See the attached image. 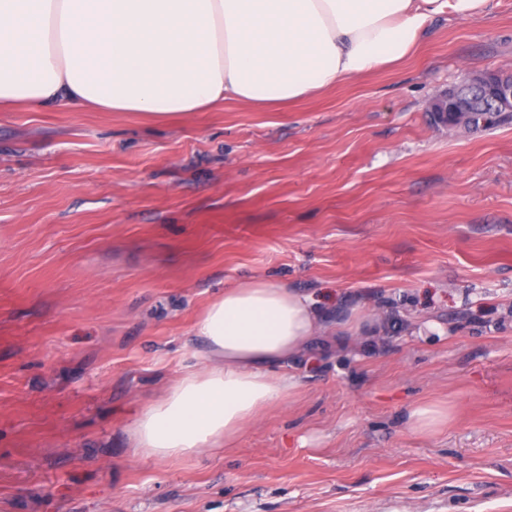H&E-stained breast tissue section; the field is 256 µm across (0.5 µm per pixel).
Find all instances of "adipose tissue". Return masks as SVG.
I'll return each mask as SVG.
<instances>
[{
	"mask_svg": "<svg viewBox=\"0 0 512 512\" xmlns=\"http://www.w3.org/2000/svg\"><path fill=\"white\" fill-rule=\"evenodd\" d=\"M487 0H0V107L52 103L152 120L224 101L280 106L396 64L425 25ZM320 332L309 297L236 285L193 326L203 369L134 427L159 459L219 448L295 389L289 369Z\"/></svg>",
	"mask_w": 512,
	"mask_h": 512,
	"instance_id": "obj_1",
	"label": "adipose tissue"
}]
</instances>
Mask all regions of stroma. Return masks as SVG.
<instances>
[{
    "label": "stroma",
    "mask_w": 512,
    "mask_h": 512,
    "mask_svg": "<svg viewBox=\"0 0 512 512\" xmlns=\"http://www.w3.org/2000/svg\"><path fill=\"white\" fill-rule=\"evenodd\" d=\"M484 69L512 0L280 109L1 111L0 512H512V120L426 110ZM258 280L337 340L224 447L137 452L201 311ZM448 412L433 405H422L412 409L408 420L412 428L420 432H431L443 424Z\"/></svg>",
    "instance_id": "1"
}]
</instances>
